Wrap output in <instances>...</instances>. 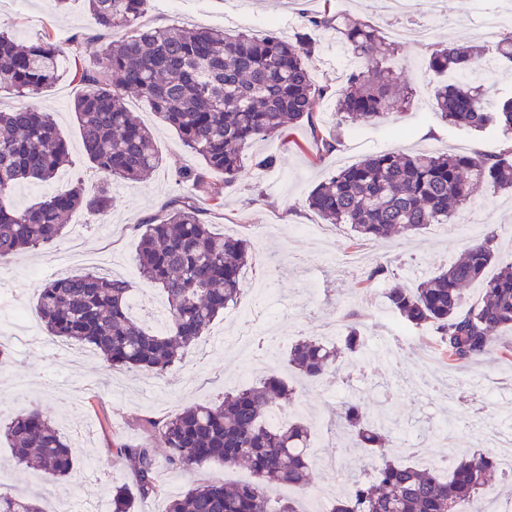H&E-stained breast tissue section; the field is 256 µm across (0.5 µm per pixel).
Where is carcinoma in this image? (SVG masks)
I'll use <instances>...</instances> for the list:
<instances>
[{
	"instance_id": "obj_1",
	"label": "carcinoma",
	"mask_w": 512,
	"mask_h": 512,
	"mask_svg": "<svg viewBox=\"0 0 512 512\" xmlns=\"http://www.w3.org/2000/svg\"><path fill=\"white\" fill-rule=\"evenodd\" d=\"M311 15L309 25L333 31L355 65L334 86L316 80L312 63L319 46L310 34L285 39L273 30L263 36L216 29L147 27L139 24L149 0H88L98 27L121 30L91 63L79 60L80 39L70 43L74 69L64 74L63 46L45 36L22 43L0 30V88L33 98L64 77L80 86L73 111L89 162L100 174L97 190L77 184L19 208L14 188L28 180L48 182L68 161V145L48 112L30 104L0 111V259L49 245L77 209L103 214L113 204L114 178L137 181L162 159L148 127L124 102L134 92L157 117L174 128L201 164L177 169L175 180L223 206V186L210 180L224 173V186L238 181L245 152L262 139L287 140L302 122L310 127L316 160L336 149L335 130L362 123L383 125L411 104L414 88L388 65L397 47L368 22L350 20L329 9ZM512 64V33L494 49L448 45L434 50L428 69L462 76ZM335 99L334 130L316 123L321 100ZM435 115L453 128L494 130V153L384 151L344 166L319 184L307 204L329 224H346L357 241L416 235L431 224H447L471 200L472 186L512 190V95L490 99L477 81L440 82ZM140 276L166 296V324L153 330L131 314V285L91 272L57 276L44 283L36 308L47 336L74 340L111 366L162 375L182 363L229 305L238 302L242 270L251 259L249 242L215 232L202 219L191 195L174 198L160 217L137 225ZM496 232L472 242L464 254L414 288L387 267L364 272L362 283H384L387 308L406 327L436 333V350L455 367L496 354L512 358V345L499 343L512 330V260L495 247ZM497 266L491 278L485 270ZM484 280L482 296L467 302L466 288ZM360 329L348 324L341 343L315 337L298 339L288 352V369L315 382L338 370L342 359L361 353ZM299 394L270 375L224 395L156 420L143 419L158 434L168 469L192 471L210 463L245 465L247 483H209L169 499L166 512H299L288 502L272 505V487L288 484L309 490L316 461L310 449L311 424L296 411ZM288 413L278 424L275 413ZM393 418L370 413L360 395H350L334 420L348 448L366 467L352 475L350 493L331 502L329 512H485L482 492L504 475L498 458L476 451L455 457L447 474L420 468L389 451ZM14 458L27 468L66 479L74 469L71 447L45 411L23 404L4 430ZM115 457L136 478L141 498L164 493L157 449L115 444ZM134 495V496H136ZM134 496L112 489V512H134ZM0 512H45L39 499L0 488Z\"/></svg>"
}]
</instances>
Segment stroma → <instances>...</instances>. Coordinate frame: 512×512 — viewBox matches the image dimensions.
<instances>
[{"label":"stroma","mask_w":512,"mask_h":512,"mask_svg":"<svg viewBox=\"0 0 512 512\" xmlns=\"http://www.w3.org/2000/svg\"><path fill=\"white\" fill-rule=\"evenodd\" d=\"M498 6L499 0H449L448 19L435 28L429 41L400 43L394 65L416 93L411 107L388 123H359L342 129L336 151L319 161L309 153L310 130L302 124L292 129L289 143L269 139L253 145L243 158L245 174L233 186H225L223 173H213V182L225 187L223 207L214 208L203 197L196 204L217 232L251 241L255 261L243 280L270 279L268 317L254 330L248 352L223 346L222 337L241 329L238 314L253 304L254 292L245 290L184 363L160 377L113 369L81 345L76 348V362H64L44 344L29 342L28 333L16 329V315L22 312L28 318L29 333H42L36 311L39 290L46 279L63 272L93 271L124 279L131 284L133 297L149 308L164 301L159 287L139 275V236L134 227L161 214L171 199L189 194V186L176 184L174 171L199 165L200 160L186 150L175 130L160 126L146 102L128 97L129 108L157 132L161 165L141 180L113 181L114 203L108 213L75 211L54 245L0 261V284L5 287L0 295V341L7 347L6 355L0 356V431L18 404H39L71 444L75 462L68 479H53L17 465L8 441L0 434V481L15 491L43 496L46 512H67L72 503L80 504L83 512H112L113 486L132 480L126 468L113 462L112 444H154L152 433L143 425L145 417H167L194 403L222 400L225 393L247 382L256 383L272 372L288 376L285 355L290 344L303 336H321L324 324L342 322L349 312L363 314L362 334L400 332L401 323L385 312L383 299L377 298L373 289L360 287L363 268L388 266L414 287L453 262L467 246L468 237L442 236L431 227L390 243L363 241L355 245L348 226L325 223L308 208L306 198L339 167L380 151L495 149V132L451 128L436 118L433 89L438 79L427 71L426 61L439 46L482 40L479 14ZM322 7L321 0H150L145 20L155 27L256 34L273 30L291 39L304 32L306 15ZM1 27L12 30L22 41L44 35L59 42L80 37L88 61L110 40L96 25L85 0H68L62 10L56 8L55 0H25L21 5L0 0ZM77 92V86L65 78L36 96L37 108L51 113L58 124L69 146V162L49 182L19 184L12 197L14 205L28 206L77 181L87 191L96 190L100 177L88 161L72 109ZM267 155L274 157V166L255 167V159ZM455 221L478 226L484 234L496 231L499 253L512 256L511 194L480 187ZM306 226L323 234L328 256H361L363 268L335 267L328 263V256L315 255L302 232ZM75 243L80 246L79 255L65 269H58V253ZM433 338L428 331L422 339L407 342V360L402 364L381 350L345 361L337 372L302 389L299 412L317 423L331 420L349 394L369 388L373 407L391 413L396 420L394 453H403L406 441L419 442V452L410 454L409 459L427 467L452 447L461 454L485 449V431L512 430V360L497 357L457 371L439 356L425 357L424 345ZM250 478V471L242 466L227 469L210 464L182 475L165 470L161 473L164 495L139 500L136 512H166L169 498L200 483H236Z\"/></svg>","instance_id":"stroma-1"}]
</instances>
